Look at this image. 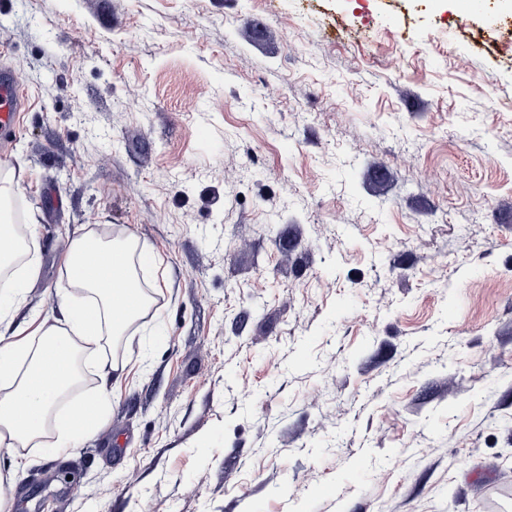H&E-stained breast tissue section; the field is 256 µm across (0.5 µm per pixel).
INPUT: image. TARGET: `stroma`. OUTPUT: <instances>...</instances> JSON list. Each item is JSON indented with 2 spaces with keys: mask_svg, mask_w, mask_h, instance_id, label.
I'll use <instances>...</instances> for the list:
<instances>
[{
  "mask_svg": "<svg viewBox=\"0 0 512 512\" xmlns=\"http://www.w3.org/2000/svg\"><path fill=\"white\" fill-rule=\"evenodd\" d=\"M0 0V131L58 311L152 255L100 431L8 512H512V0ZM23 105L19 88L3 76L0 81V129L13 130L19 124Z\"/></svg>",
  "mask_w": 512,
  "mask_h": 512,
  "instance_id": "1",
  "label": "stroma"
}]
</instances>
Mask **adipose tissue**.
Masks as SVG:
<instances>
[{
  "label": "adipose tissue",
  "mask_w": 512,
  "mask_h": 512,
  "mask_svg": "<svg viewBox=\"0 0 512 512\" xmlns=\"http://www.w3.org/2000/svg\"><path fill=\"white\" fill-rule=\"evenodd\" d=\"M106 232L89 228L76 234L64 255L71 288L85 292L79 304L61 299V316L43 319L31 332L12 326L25 288L38 275L34 237H27L29 258L9 288L0 291V450L38 448L62 455L79 447L102 426L112 374L121 367L111 360L98 372L95 396L72 397L87 356L121 340L151 307L153 298L135 278L136 263L149 259L134 240L103 247ZM99 253L97 269L81 261L86 252Z\"/></svg>",
  "instance_id": "obj_1"
}]
</instances>
